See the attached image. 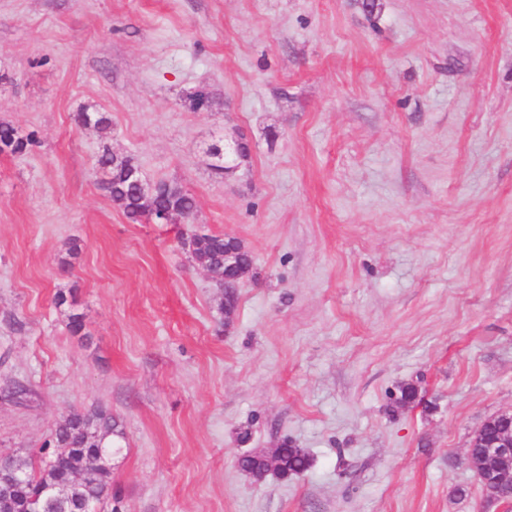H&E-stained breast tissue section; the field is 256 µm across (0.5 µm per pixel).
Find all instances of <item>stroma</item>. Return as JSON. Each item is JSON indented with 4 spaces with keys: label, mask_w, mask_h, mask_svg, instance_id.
Instances as JSON below:
<instances>
[{
    "label": "stroma",
    "mask_w": 512,
    "mask_h": 512,
    "mask_svg": "<svg viewBox=\"0 0 512 512\" xmlns=\"http://www.w3.org/2000/svg\"><path fill=\"white\" fill-rule=\"evenodd\" d=\"M378 4L0 0V123L38 140L0 152V458L102 407L114 512H486L464 457L512 410V0ZM106 149L193 223L129 221ZM199 232L253 258L232 318ZM286 438L308 471L240 469ZM206 153L211 158V168L217 173L229 172L236 165H229L237 160L244 161L249 156V151L233 144V146L224 148V140H218L208 146Z\"/></svg>",
    "instance_id": "1"
}]
</instances>
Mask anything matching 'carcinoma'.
Returning <instances> with one entry per match:
<instances>
[{
	"label": "carcinoma",
	"mask_w": 512,
	"mask_h": 512,
	"mask_svg": "<svg viewBox=\"0 0 512 512\" xmlns=\"http://www.w3.org/2000/svg\"><path fill=\"white\" fill-rule=\"evenodd\" d=\"M35 142L34 133L23 134L10 124L0 123V151L25 153ZM206 153L211 158L212 170L217 173L232 170V163L244 161L249 156L248 150L236 145L224 147L222 140L209 145ZM97 165L103 172L100 188L128 219L134 222L143 218L149 220L153 212L172 207L184 214L187 223H193L195 199L180 186L159 182L153 195L147 196L139 184L137 167L131 159L116 163L112 154L106 151L99 156ZM190 243L196 246L194 253L198 259L208 265L224 264V255L236 249L232 239L214 234H195ZM417 401H421L418 385L407 383L399 388L390 412L395 413ZM122 437L124 432L119 428V422L112 412L104 409L75 414L63 420L55 430L54 449L44 451L38 463L11 459L22 471L17 495L22 512H54L48 500L49 486L61 481L70 470L85 473L84 483L78 492L87 506L95 509L108 499L112 486L108 461L112 449L120 446L116 439ZM311 466L309 452L288 439L277 446L272 458L264 454H250L239 459L240 469L259 480L270 474L287 480L304 473Z\"/></svg>",
	"instance_id": "cac0c4a2"
}]
</instances>
